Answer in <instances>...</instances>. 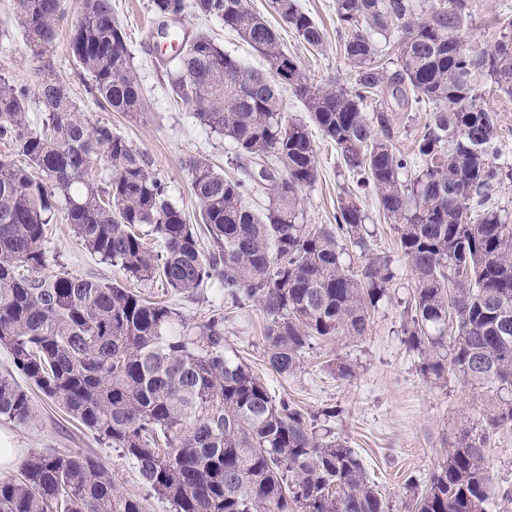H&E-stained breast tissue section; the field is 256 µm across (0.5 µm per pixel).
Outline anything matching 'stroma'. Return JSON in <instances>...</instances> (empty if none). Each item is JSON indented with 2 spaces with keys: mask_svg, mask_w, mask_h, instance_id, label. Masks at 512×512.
<instances>
[{
  "mask_svg": "<svg viewBox=\"0 0 512 512\" xmlns=\"http://www.w3.org/2000/svg\"><path fill=\"white\" fill-rule=\"evenodd\" d=\"M323 28L325 42L314 50L301 43L291 28L268 6L269 0H247L293 55L308 83L319 87L333 80L348 82L349 67L340 54L341 36L336 0H299ZM512 14V0H476L471 23L461 36L466 43L483 45L497 36L495 19ZM112 15L126 35L132 68L141 85L147 109L134 114L111 112L97 102L91 78L69 49V26H62L50 49L34 55L22 32L13 24V0H0V76L18 85L35 87L40 69L50 67L70 88L91 121L110 125L132 148L143 153L154 173L165 182L170 200L182 209L189 223L198 219V204L190 191L184 159L201 156L225 175H234L223 137L197 121L189 107L174 100L165 65L152 51L153 15L150 0H112ZM189 32L209 34L224 50L251 67H265L263 57L227 30L215 18L186 14ZM317 179L302 194L305 221L331 224L340 200L353 197L368 216L369 250L347 246L349 263L361 269L369 258L398 259L397 233L378 210L373 194L357 191L335 144L313 131ZM48 272L60 270L109 283H125L123 273L90 255L70 224L56 217L48 231ZM414 276L402 267L370 321L365 336H335L306 348L300 369L292 376L274 373L266 364L264 316L257 307H224V338L229 355L246 362L264 381L273 398L288 399L304 413L316 416L318 429L331 430L361 458L367 474L390 506V512H409L413 485H426L446 458L448 447L463 430L486 429L493 409V392L476 389L460 376L438 379L423 370V350L409 347L403 327L409 318ZM137 291L178 308L190 322L207 319L216 307V289L196 295L171 292L161 280L140 283ZM349 365L350 378L339 377L338 365ZM38 420L19 426L0 419V435L8 437L21 458L57 450L92 453L111 472L120 491L146 499L147 512H168L166 504L149 497L138 469L114 448L101 445L84 426L73 421L51 399L34 393ZM490 472L488 512H512V500L502 495L512 489V427L494 431L484 450Z\"/></svg>",
  "mask_w": 512,
  "mask_h": 512,
  "instance_id": "obj_1",
  "label": "stroma"
}]
</instances>
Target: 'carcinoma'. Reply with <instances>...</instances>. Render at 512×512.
Here are the masks:
<instances>
[{"label":"carcinoma","mask_w":512,"mask_h":512,"mask_svg":"<svg viewBox=\"0 0 512 512\" xmlns=\"http://www.w3.org/2000/svg\"><path fill=\"white\" fill-rule=\"evenodd\" d=\"M269 7L302 43L323 46V29L298 0ZM419 8L417 0H336L352 79L314 88L247 0H151L156 38L169 44L173 97L234 153L235 176L200 157L184 161L207 250L145 156L88 119L50 71L41 70L33 92L0 77V139L26 160L0 159V345L40 392L130 460L170 512L389 506L343 440L318 433L315 417L273 399L227 355L222 313L190 323L119 284L48 274L47 227L63 212L83 247L131 281L159 278L190 296L215 285L224 302L260 308L266 362L291 375L312 341L365 335L398 277L387 257L358 273L345 262L341 239L367 247L368 216L355 200L339 201L334 224L303 223L301 196L317 178L311 124L396 226L414 275L409 347L428 351L424 369L436 378L454 373L496 393L489 426L512 427V214L492 205L512 184V162L499 153L496 114L484 106L489 85L512 97V14L496 19L492 44L471 47L459 36L471 0L432 5L425 20ZM172 12L222 19L268 67L244 65L204 32L165 26ZM65 18L64 0H15V25L38 55ZM70 48L101 105L145 110L112 0H83ZM283 88L308 121L286 115ZM33 96L42 106L37 126ZM391 99L432 112L410 154L393 144ZM101 161L109 174L98 182L92 170ZM259 190L267 202L257 212L247 197ZM0 417L36 420L30 392L8 372L0 374ZM488 438L462 434L411 512H486ZM0 512L146 506L120 493L96 457L57 451L33 454L18 475L0 478Z\"/></svg>","instance_id":"obj_1"}]
</instances>
